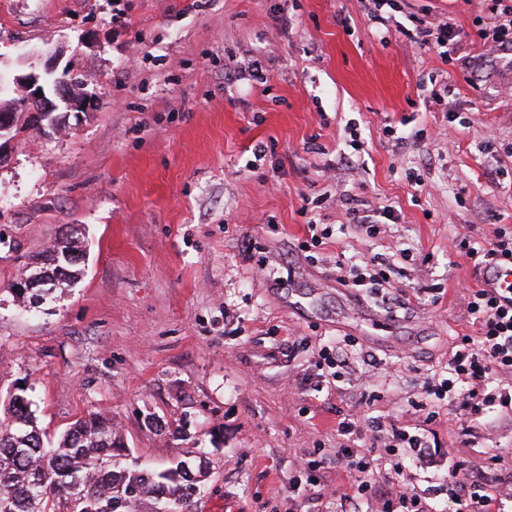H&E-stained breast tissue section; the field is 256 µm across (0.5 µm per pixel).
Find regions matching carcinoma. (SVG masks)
<instances>
[{"mask_svg":"<svg viewBox=\"0 0 512 512\" xmlns=\"http://www.w3.org/2000/svg\"><path fill=\"white\" fill-rule=\"evenodd\" d=\"M79 233L34 266L50 280L74 284L84 275ZM27 390L10 395L0 418V512H179L201 491L204 461L185 459L160 472L119 453L112 420L81 416L46 443Z\"/></svg>","mask_w":512,"mask_h":512,"instance_id":"carcinoma-1","label":"carcinoma"}]
</instances>
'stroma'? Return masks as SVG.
Here are the masks:
<instances>
[{"label":"stroma","instance_id":"1","mask_svg":"<svg viewBox=\"0 0 512 512\" xmlns=\"http://www.w3.org/2000/svg\"><path fill=\"white\" fill-rule=\"evenodd\" d=\"M491 6L398 0L381 25L358 0H0V72L59 49L97 94L0 163V402L34 387L50 437L101 413L156 470L204 449L207 490L186 512H336L290 486L319 458L354 487L336 466L349 415L431 425L463 468L507 477L512 416L464 433L450 407L432 423L414 408L475 333L463 302L480 275L451 245L512 229V55L475 34ZM446 17L460 31L447 63L412 41ZM253 55L264 80H233ZM442 75L449 93L432 98ZM260 142L274 150L256 162ZM326 192L349 207L303 214ZM366 204L397 223L355 229L347 210ZM310 219L333 232L313 250ZM76 224L84 276L25 311L11 284ZM341 253L392 265L386 300L337 282ZM344 336L375 371L333 385L318 353Z\"/></svg>","mask_w":512,"mask_h":512}]
</instances>
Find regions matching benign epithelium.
I'll use <instances>...</instances> for the list:
<instances>
[{
	"instance_id": "1",
	"label": "benign epithelium",
	"mask_w": 512,
	"mask_h": 512,
	"mask_svg": "<svg viewBox=\"0 0 512 512\" xmlns=\"http://www.w3.org/2000/svg\"><path fill=\"white\" fill-rule=\"evenodd\" d=\"M63 51L56 50L46 55L39 65L30 66V71L24 74L4 75L0 73V90L9 93L15 88L25 92L22 101L23 109L27 112L30 124L40 130L58 132L70 117L80 116L93 110L96 105L95 93L87 89L89 83H84L86 90L76 95L68 82L62 81L55 85L52 94L45 93V79L57 71L58 62ZM11 105L0 106V162L4 160L5 148L15 140L12 135L13 121Z\"/></svg>"
}]
</instances>
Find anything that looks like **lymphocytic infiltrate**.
I'll return each mask as SVG.
<instances>
[{"instance_id":"1","label":"lymphocytic infiltrate","mask_w":512,"mask_h":512,"mask_svg":"<svg viewBox=\"0 0 512 512\" xmlns=\"http://www.w3.org/2000/svg\"><path fill=\"white\" fill-rule=\"evenodd\" d=\"M457 250L481 271L499 263H512V234L496 231L493 239L480 243L462 238ZM338 280L350 287L383 295L389 278L378 259L359 264L337 262ZM467 315L478 325L477 337H462L448 359L444 377L426 379L428 396L448 400L456 411L458 422L466 424L491 410L512 409V304L502 303L495 293L484 288L467 291ZM340 446L336 450L337 468L354 472L356 495L336 489L341 512H433L427 497L415 492L402 471L378 476L373 456L354 448L355 439L367 438L371 447L385 449L387 454L409 456L419 467L433 463L439 452L437 439L407 429L388 426L380 421L343 418L336 427ZM448 496L455 512H491L498 498L512 499V481L507 480L488 489L462 472L457 461L448 463Z\"/></svg>"}]
</instances>
